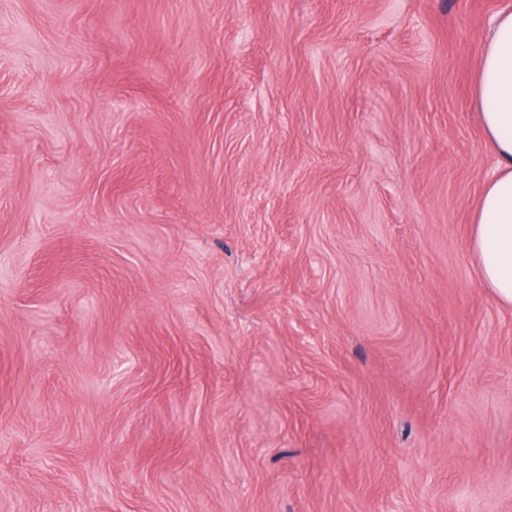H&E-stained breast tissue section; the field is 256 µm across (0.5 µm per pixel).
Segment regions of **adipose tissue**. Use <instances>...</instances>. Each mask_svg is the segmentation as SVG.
<instances>
[{
	"mask_svg": "<svg viewBox=\"0 0 512 512\" xmlns=\"http://www.w3.org/2000/svg\"><path fill=\"white\" fill-rule=\"evenodd\" d=\"M476 99L496 171L475 208L471 253L480 279L499 303L512 307V0L490 21Z\"/></svg>",
	"mask_w": 512,
	"mask_h": 512,
	"instance_id": "1",
	"label": "adipose tissue"
}]
</instances>
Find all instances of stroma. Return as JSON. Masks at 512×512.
Instances as JSON below:
<instances>
[{"instance_id":"stroma-1","label":"stroma","mask_w":512,"mask_h":512,"mask_svg":"<svg viewBox=\"0 0 512 512\" xmlns=\"http://www.w3.org/2000/svg\"><path fill=\"white\" fill-rule=\"evenodd\" d=\"M502 4L0 0V512H512ZM485 143L496 158L474 213L471 253L479 278L512 307V2L492 17L477 70Z\"/></svg>"}]
</instances>
